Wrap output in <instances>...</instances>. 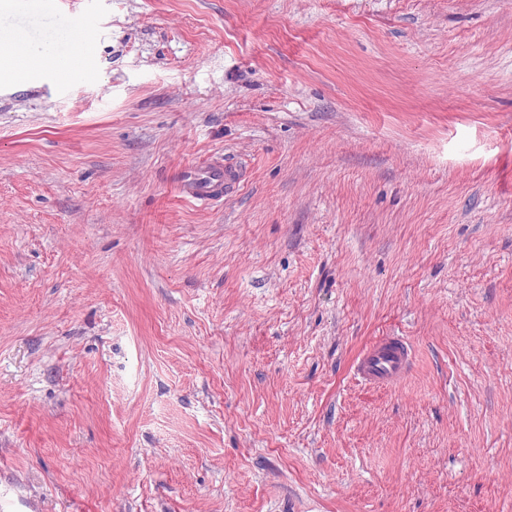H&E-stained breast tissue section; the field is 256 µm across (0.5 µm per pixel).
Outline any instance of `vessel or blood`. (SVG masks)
Here are the masks:
<instances>
[{
  "label": "vessel or blood",
  "instance_id": "vessel-or-blood-1",
  "mask_svg": "<svg viewBox=\"0 0 512 512\" xmlns=\"http://www.w3.org/2000/svg\"><path fill=\"white\" fill-rule=\"evenodd\" d=\"M76 25L72 18L62 17L53 29L33 44L34 50L68 52L76 47ZM240 179L236 168L221 158L186 167L177 181L180 195L194 204L205 207L220 200ZM411 360V348L398 337H386L359 357L355 375L359 381L373 387H393L405 377Z\"/></svg>",
  "mask_w": 512,
  "mask_h": 512
}]
</instances>
